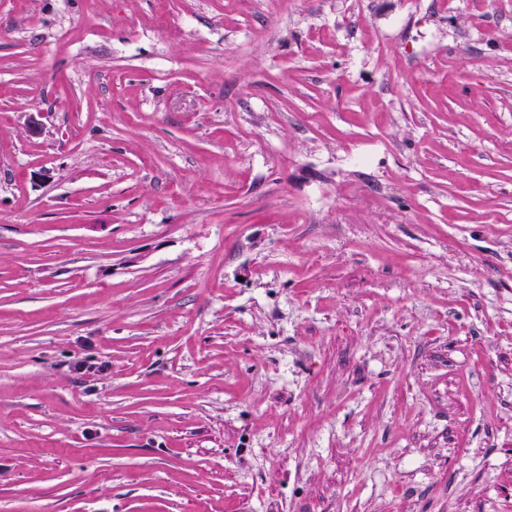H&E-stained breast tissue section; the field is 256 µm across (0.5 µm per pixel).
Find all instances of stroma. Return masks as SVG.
<instances>
[{
	"label": "stroma",
	"instance_id": "obj_1",
	"mask_svg": "<svg viewBox=\"0 0 512 512\" xmlns=\"http://www.w3.org/2000/svg\"><path fill=\"white\" fill-rule=\"evenodd\" d=\"M510 456L512 0H0V512H512Z\"/></svg>",
	"mask_w": 512,
	"mask_h": 512
}]
</instances>
